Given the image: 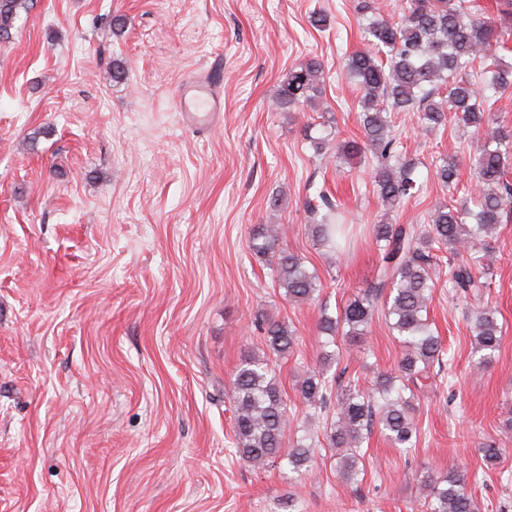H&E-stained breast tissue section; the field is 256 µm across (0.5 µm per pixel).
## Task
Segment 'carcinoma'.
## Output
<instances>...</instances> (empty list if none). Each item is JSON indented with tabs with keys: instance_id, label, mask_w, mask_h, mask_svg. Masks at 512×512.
Segmentation results:
<instances>
[{
	"instance_id": "obj_1",
	"label": "carcinoma",
	"mask_w": 512,
	"mask_h": 512,
	"mask_svg": "<svg viewBox=\"0 0 512 512\" xmlns=\"http://www.w3.org/2000/svg\"><path fill=\"white\" fill-rule=\"evenodd\" d=\"M32 6L33 0H0V37L9 36L20 12ZM357 10L363 16L365 48L347 57L344 74L363 92V140H344L337 152L346 160L373 152L378 160L373 188L386 210L401 206L420 191L415 162L401 154L391 135L392 113L403 112L426 128H436L450 116L466 127H485L487 133L475 155L476 191L458 205L436 209L429 224L374 225L379 264L372 281L336 316L321 314L319 327L329 344L338 345L340 337L367 335L381 315L404 348L398 375L379 371L370 388L356 382H332L315 370L304 372L297 381L300 400L313 412L324 413V435L337 451L339 474L346 482L357 480L363 471L360 448L374 424L380 425L395 447L408 451L416 446L413 404L404 392L422 388L430 366L442 362L445 355L427 316L434 286L433 251L448 252V292L479 302L490 282L477 245L512 213V182L508 180L512 129L494 125L486 95L488 90L502 94L512 89V64L498 55L512 39V28L484 17L477 0H402L397 20L382 15L374 0H360ZM322 73V64L315 58L290 70L277 106L290 109L309 102ZM437 178L448 189H458V163L453 159L444 162ZM321 201L327 212L310 225L311 236L315 245L339 253L343 224L333 221V204L325 197ZM281 235L277 224L257 225L252 250L273 258V272L289 300L308 301L318 291L319 277L305 267L302 258L279 246ZM259 329L274 355L293 353L298 336L288 324L270 320ZM470 330L474 351L479 354L476 366L484 368L501 343L492 310L475 311ZM270 373L268 360L253 356L234 374L236 453L259 468L281 459L300 476L309 470L314 448L300 438L288 454H282V439L294 413ZM333 395L336 409L330 412L328 401ZM480 451L486 467L492 468L499 464L504 448L490 443ZM421 483L428 491L427 512H478L464 474L426 470Z\"/></svg>"
}]
</instances>
